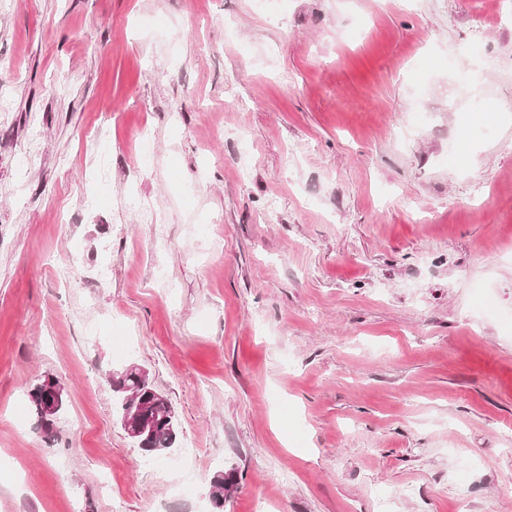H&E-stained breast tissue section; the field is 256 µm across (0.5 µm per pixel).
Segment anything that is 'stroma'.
Instances as JSON below:
<instances>
[{"instance_id": "1", "label": "stroma", "mask_w": 512, "mask_h": 512, "mask_svg": "<svg viewBox=\"0 0 512 512\" xmlns=\"http://www.w3.org/2000/svg\"><path fill=\"white\" fill-rule=\"evenodd\" d=\"M223 470L224 512H512V0H0V512H214ZM129 368H137L138 365L131 364ZM140 371L128 373L123 369L116 379L112 380V393L116 397L117 420L122 426V418L125 415L127 406L134 397L145 409V414L150 418L151 431H147L138 438V447L153 456L165 455L176 442L179 431L176 414L168 400L161 395L149 381L148 376ZM124 431V429H123ZM125 432V431H124ZM57 379L54 376H47L41 379L30 391V400L35 408L39 421L43 429L51 432L54 428L56 420L65 406V400L62 402L61 407L54 414H45L44 406L47 404L49 398L48 392L45 390V383L47 380ZM235 478L232 472H220L211 480V498L215 508L224 506V501L235 489Z\"/></svg>"}]
</instances>
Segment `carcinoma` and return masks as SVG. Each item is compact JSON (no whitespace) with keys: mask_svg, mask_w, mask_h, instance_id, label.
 <instances>
[{"mask_svg":"<svg viewBox=\"0 0 512 512\" xmlns=\"http://www.w3.org/2000/svg\"><path fill=\"white\" fill-rule=\"evenodd\" d=\"M46 379H41L30 391V400L35 408L43 429L47 432L53 430L60 412L44 413V406L49 398L45 390ZM112 393L116 397L117 420H122L131 399H136L145 409L150 418L151 430L138 438V447L155 456L164 455L173 447L179 431L176 414L166 399L158 397V391L151 384L149 378L141 372L128 373L121 371L116 379L112 380ZM235 489V478L231 472H220L211 480V498L215 508L224 506V501Z\"/></svg>","mask_w":512,"mask_h":512,"instance_id":"1","label":"carcinoma"}]
</instances>
